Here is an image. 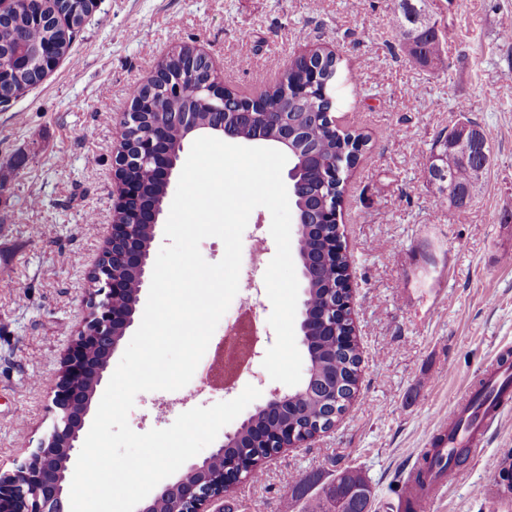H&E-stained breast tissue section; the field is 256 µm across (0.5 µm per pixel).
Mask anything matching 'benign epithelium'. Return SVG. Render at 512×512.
<instances>
[{
	"mask_svg": "<svg viewBox=\"0 0 512 512\" xmlns=\"http://www.w3.org/2000/svg\"><path fill=\"white\" fill-rule=\"evenodd\" d=\"M297 57L305 63L303 76H317L323 59L313 56L308 50L297 54ZM35 58L43 60L44 79L58 66L57 58L48 48H22L6 60L0 58V84L10 81L14 74L26 68ZM188 69L201 72L202 90L207 93V99L213 101L211 107H224L229 90L225 88L224 76L215 66L212 56L204 50H195V57L188 62ZM321 96L328 102L326 112L322 113L327 130L332 135H338L340 129L336 123L335 86L322 85ZM239 105L241 111L234 113L235 124L223 120L215 130L229 141L237 142L242 138L255 143L268 141L264 128L265 110L268 108L265 100L254 96L239 102ZM155 109L156 101L152 91L147 90L132 100V108L127 113L124 127L131 126L141 115ZM156 116L158 121L151 133L137 142L123 144L113 158L117 180L116 192L112 193L114 215L127 210L140 196L137 182L123 178L124 168L145 163L152 168L164 188H169L171 184L177 159L174 154L160 149L171 124L170 113L158 112ZM296 136L297 131L292 124L285 122L276 137L278 145L288 152L293 163L288 171L289 190L293 196L303 190L301 175L306 167V158L295 147ZM441 144L444 147L445 166L439 168L437 175L427 176L434 186L440 182L447 183L450 172L458 164L478 163L483 169L490 165L492 153L487 149L485 134L464 117L443 135ZM161 212L162 208L152 205L140 211L137 222L133 224L112 223L101 259L90 275L86 316L76 338L61 359L53 398L56 416L52 430L29 459L12 473L0 475V512H63L65 472L78 449L89 403L102 380V373L117 348L118 340L134 323L131 310L140 303V294L149 280L150 244L155 239ZM338 217L334 202H326L310 212L296 210L295 235H300L303 224L307 223L323 241L319 252L308 256L299 253L297 259L301 275L307 278L319 267H337L338 288L344 295V307L352 317L354 309L350 268L336 266L342 248V244L336 241ZM291 399L292 396L275 389L269 392L260 409L283 412ZM320 434V430H307L292 424L280 425L262 432L257 441L265 448L283 451L287 448H301ZM253 466L254 459L250 455L240 454L227 458L221 475L214 483H209V474H202V481L208 483L204 490L196 486L188 487L177 477L167 483L156 498L168 500L170 512H224V492L248 480Z\"/></svg>",
	"mask_w": 512,
	"mask_h": 512,
	"instance_id": "benign-epithelium-1",
	"label": "benign epithelium"
}]
</instances>
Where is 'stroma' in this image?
I'll return each mask as SVG.
<instances>
[{"label": "stroma", "mask_w": 512, "mask_h": 512, "mask_svg": "<svg viewBox=\"0 0 512 512\" xmlns=\"http://www.w3.org/2000/svg\"><path fill=\"white\" fill-rule=\"evenodd\" d=\"M445 65L413 66L401 50L396 0H101L70 53L43 82L0 106V473L48 431L60 362L86 314L88 275L111 230L113 155L131 88L172 48L203 47L229 89L259 93L299 50L342 61L336 96L346 125L368 136L347 184L340 231L352 271L362 354L358 392L336 427L280 453L238 485L237 512H302L289 488L358 469L372 512H396L436 424L460 391L497 377L512 353V0H426ZM475 120L492 163L460 219L449 222L426 179L435 140ZM251 310L258 351L275 342L267 293ZM254 359L253 371H262ZM499 427L479 434L435 512H512L501 472L512 462V390ZM167 391L137 394L128 424L170 427Z\"/></svg>", "instance_id": "obj_1"}]
</instances>
